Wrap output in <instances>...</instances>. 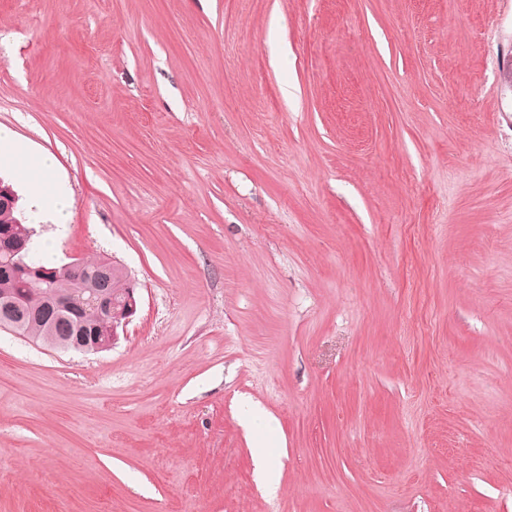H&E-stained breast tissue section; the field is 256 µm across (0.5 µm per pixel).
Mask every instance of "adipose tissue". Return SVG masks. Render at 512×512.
I'll return each instance as SVG.
<instances>
[{"label": "adipose tissue", "instance_id": "1", "mask_svg": "<svg viewBox=\"0 0 512 512\" xmlns=\"http://www.w3.org/2000/svg\"><path fill=\"white\" fill-rule=\"evenodd\" d=\"M24 167L30 188L28 217L31 224L63 225L69 222L73 199L53 177L57 160L49 153L26 156Z\"/></svg>", "mask_w": 512, "mask_h": 512}]
</instances>
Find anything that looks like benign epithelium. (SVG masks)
I'll return each mask as SVG.
<instances>
[{
    "mask_svg": "<svg viewBox=\"0 0 512 512\" xmlns=\"http://www.w3.org/2000/svg\"><path fill=\"white\" fill-rule=\"evenodd\" d=\"M0 255L4 260L0 262L17 275H23L37 282L48 284L51 282V271L38 267H32L25 262L26 242L14 237L11 227L0 226ZM130 288L127 289L122 300L116 301L111 295L100 291H90L89 304L92 311L101 317L109 319L107 331L101 336H57L59 343L81 349L86 352H102L115 347L121 334L126 332V327L135 316L139 298L137 296V282L129 278ZM51 311L56 316V322L67 323L75 318L82 320L86 314L84 306L75 303L73 294L59 291L55 294ZM25 304L10 288L0 290V329H12L23 317Z\"/></svg>",
    "mask_w": 512,
    "mask_h": 512,
    "instance_id": "benign-epithelium-1",
    "label": "benign epithelium"
}]
</instances>
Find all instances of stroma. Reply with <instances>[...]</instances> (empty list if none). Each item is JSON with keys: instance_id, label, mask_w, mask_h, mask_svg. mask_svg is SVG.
<instances>
[{"instance_id": "stroma-1", "label": "stroma", "mask_w": 512, "mask_h": 512, "mask_svg": "<svg viewBox=\"0 0 512 512\" xmlns=\"http://www.w3.org/2000/svg\"><path fill=\"white\" fill-rule=\"evenodd\" d=\"M501 56L512 0H0L42 236L139 294L0 330V512H512ZM26 181L30 188L28 201L29 222L41 224H68L73 207L69 192L53 177L57 160L50 153L27 155L24 160Z\"/></svg>"}]
</instances>
